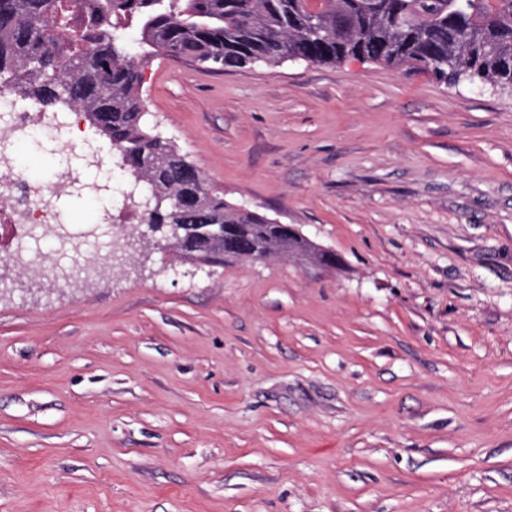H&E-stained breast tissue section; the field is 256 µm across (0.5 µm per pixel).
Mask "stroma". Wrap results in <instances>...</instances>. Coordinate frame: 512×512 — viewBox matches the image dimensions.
Instances as JSON below:
<instances>
[{
    "label": "stroma",
    "instance_id": "stroma-1",
    "mask_svg": "<svg viewBox=\"0 0 512 512\" xmlns=\"http://www.w3.org/2000/svg\"><path fill=\"white\" fill-rule=\"evenodd\" d=\"M143 122L336 267L0 285V512H512V94L144 65ZM54 201L79 232L106 208Z\"/></svg>",
    "mask_w": 512,
    "mask_h": 512
}]
</instances>
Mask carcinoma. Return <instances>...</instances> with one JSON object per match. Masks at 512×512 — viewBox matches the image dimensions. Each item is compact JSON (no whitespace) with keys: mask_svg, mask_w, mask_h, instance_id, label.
<instances>
[{"mask_svg":"<svg viewBox=\"0 0 512 512\" xmlns=\"http://www.w3.org/2000/svg\"><path fill=\"white\" fill-rule=\"evenodd\" d=\"M0 0V87L46 108H79L116 167L150 186L142 224H225L263 248L272 219L234 206L170 140L141 123L143 62L156 53L208 69L358 56L446 85H512V0ZM139 22L132 55L120 20Z\"/></svg>","mask_w":512,"mask_h":512,"instance_id":"1","label":"carcinoma"}]
</instances>
